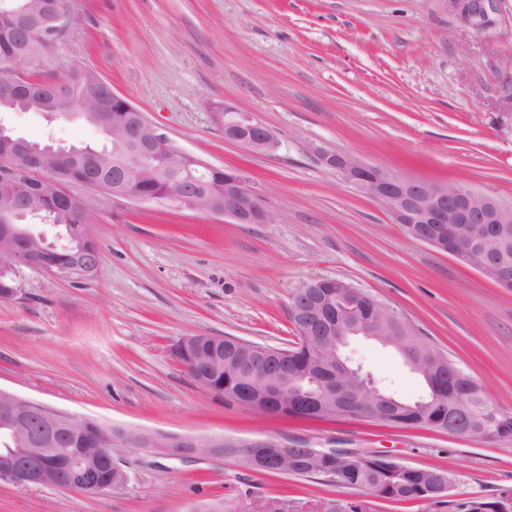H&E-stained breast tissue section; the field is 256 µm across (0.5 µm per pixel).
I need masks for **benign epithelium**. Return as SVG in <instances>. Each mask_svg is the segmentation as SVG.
<instances>
[{"label": "benign epithelium", "instance_id": "7a95c632", "mask_svg": "<svg viewBox=\"0 0 512 512\" xmlns=\"http://www.w3.org/2000/svg\"><path fill=\"white\" fill-rule=\"evenodd\" d=\"M461 20L476 31L494 23L496 0H452ZM59 32L66 34L78 23L76 13L62 0L54 4ZM215 125L224 129V140L253 152L269 154L276 150L274 134L250 112L224 103L211 109ZM112 150L99 153L109 157L131 143L146 149L158 145L165 152V162L182 172L205 169L191 155L171 147L135 106L112 113V122L103 124ZM24 155V167L9 159H0V190L25 191L27 178L44 167L47 160L67 156L66 148L53 144L30 146L18 140ZM321 162L338 172L360 193L378 202L393 223L403 224L416 240L437 252L447 254L460 264L474 269L486 281L512 290V258L490 244L512 233V203L479 192L465 183L439 184L421 179L393 176L363 162L352 154L327 152ZM112 187L94 179L84 185L95 191H112V195L140 202L145 197L130 186L121 167L112 169ZM168 201L177 208L188 209L230 219L235 224H272L276 216L263 198L251 189L245 175L236 169L224 170L223 196L214 198L175 184L167 192ZM72 248L70 264L63 268L49 266L45 247L35 238H24L13 224H0V277L13 282L5 293L12 299L19 293V267L47 270L60 276L93 275L100 266L99 251L87 253L88 229L81 224L68 226ZM338 288L345 295L364 296L339 279H318L310 288H298L290 297V315L299 335L296 347L315 343L316 352L332 365L339 366V378L325 381L314 375L297 377L288 358L290 349L250 343L234 336L196 334L179 339L173 354L190 361L193 378L213 393L237 400L260 412L282 414L288 409L307 419H327L339 407L336 381L343 384L345 397L356 413L369 419L384 418L373 411L369 402L378 399L389 405L400 401L379 392L376 382L361 366L343 357L349 340L363 336L389 345L401 352L405 344L380 329L349 321H336V312L327 306V289ZM411 368L426 381L434 401L453 404L452 410L440 415L437 430L453 435L474 436L475 412L469 400L456 391L461 375L448 368L443 355L424 359L415 354L407 360ZM89 421L22 398L0 388V480L21 488L47 487L75 490L85 497H98L122 488L128 474L119 462L127 448H154L178 457L222 458L238 455L250 469L272 474H294L299 469L325 468L335 474L352 465L369 468L379 460L336 448H291L268 441L228 444L222 439L176 436L166 433L110 427L98 424L93 448H58L56 435L71 436ZM451 481L442 475L431 477L416 493L419 500L445 495Z\"/></svg>", "mask_w": 512, "mask_h": 512}]
</instances>
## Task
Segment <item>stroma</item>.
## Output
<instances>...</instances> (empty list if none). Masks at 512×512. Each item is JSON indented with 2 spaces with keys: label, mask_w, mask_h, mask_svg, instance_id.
<instances>
[{
  "label": "stroma",
  "mask_w": 512,
  "mask_h": 512,
  "mask_svg": "<svg viewBox=\"0 0 512 512\" xmlns=\"http://www.w3.org/2000/svg\"><path fill=\"white\" fill-rule=\"evenodd\" d=\"M80 17L50 52L22 62L55 81L95 70L177 149L245 171L276 216L236 224L167 202H134L78 183L100 267L90 278L21 268L0 299V388L105 424L162 433L341 448L448 470L447 495L394 501L325 476L263 474L236 456L121 454L128 482L96 498L0 480V512H224L326 501L361 512H465L512 491V441L360 417L282 418L198 385L172 354L194 334L292 346L291 293L317 278L350 283L393 310L512 415V292L393 223L325 152L350 153L403 178L462 182L512 201V0L491 30L448 0H73ZM251 112L279 146L225 141L215 102ZM36 142L103 147L95 125L38 112L0 116ZM375 382L413 402L420 376L394 348L357 337L343 350Z\"/></svg>",
  "instance_id": "1"
}]
</instances>
